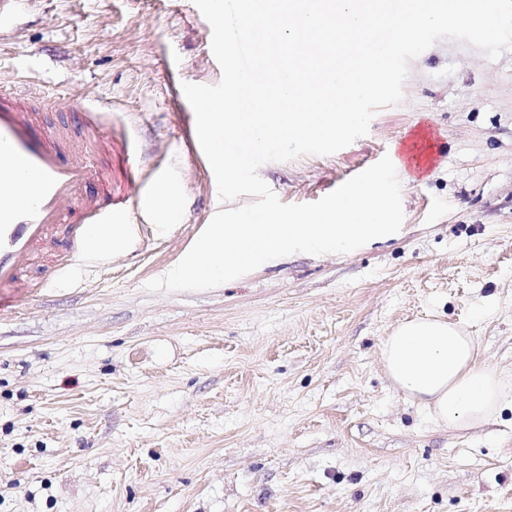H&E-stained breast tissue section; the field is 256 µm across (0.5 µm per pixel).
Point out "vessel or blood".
I'll list each match as a JSON object with an SVG mask.
<instances>
[{
    "mask_svg": "<svg viewBox=\"0 0 512 512\" xmlns=\"http://www.w3.org/2000/svg\"><path fill=\"white\" fill-rule=\"evenodd\" d=\"M37 110L26 93L0 89V284L14 282L22 263L55 245L61 229L68 241L43 282L51 288L77 265L97 262L91 225L124 223L125 212L104 170L73 159L60 131L35 135Z\"/></svg>",
    "mask_w": 512,
    "mask_h": 512,
    "instance_id": "obj_1",
    "label": "vessel or blood"
}]
</instances>
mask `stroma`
<instances>
[{"label":"stroma","instance_id":"obj_1","mask_svg":"<svg viewBox=\"0 0 512 512\" xmlns=\"http://www.w3.org/2000/svg\"><path fill=\"white\" fill-rule=\"evenodd\" d=\"M211 39L193 0L0 9V86L110 113L97 160L140 179L111 265L28 292L47 251L0 288L24 301L0 317V512H512V409L442 429L379 361L391 329L435 313L512 372V51L439 41L365 136L259 170L281 202L312 203L390 157L398 233L150 293L225 206L182 89L220 81ZM170 181L178 220L146 219Z\"/></svg>","mask_w":512,"mask_h":512}]
</instances>
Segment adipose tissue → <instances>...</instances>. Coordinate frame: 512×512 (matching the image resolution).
I'll use <instances>...</instances> for the list:
<instances>
[{
    "label": "adipose tissue",
    "instance_id": "adipose-tissue-1",
    "mask_svg": "<svg viewBox=\"0 0 512 512\" xmlns=\"http://www.w3.org/2000/svg\"><path fill=\"white\" fill-rule=\"evenodd\" d=\"M379 357L392 388L437 426L476 429L512 407V375L487 367L461 325L432 315L405 320L384 337Z\"/></svg>",
    "mask_w": 512,
    "mask_h": 512
}]
</instances>
